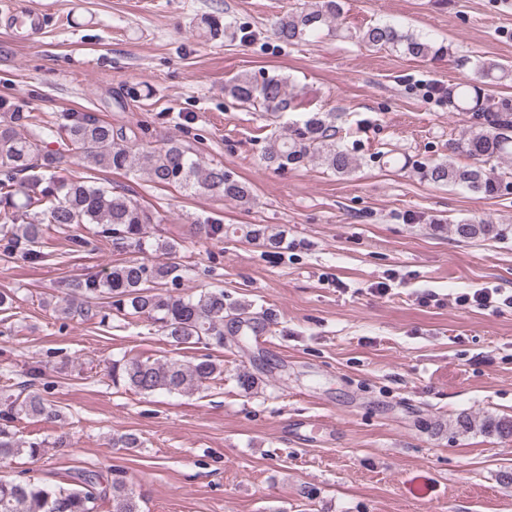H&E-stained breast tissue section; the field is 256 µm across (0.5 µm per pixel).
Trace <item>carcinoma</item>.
<instances>
[{
    "label": "carcinoma",
    "instance_id": "1",
    "mask_svg": "<svg viewBox=\"0 0 512 512\" xmlns=\"http://www.w3.org/2000/svg\"><path fill=\"white\" fill-rule=\"evenodd\" d=\"M342 12V0H307L292 7L276 23L277 39L298 45L323 31L336 35V19ZM369 47L391 49L413 60H436L450 54V48L431 38L398 29L390 23L368 25L354 35ZM474 76L448 86L444 91L448 109L468 116L470 129L448 144L453 154L464 155L472 164L456 167L448 161H433L420 166L427 181L458 186L484 197L501 196L512 190V173L501 164L512 160V100L497 98L490 88L512 80V69L491 59L473 64ZM224 92L240 104L275 121L283 113L304 105L288 78L273 74L257 80L247 74L236 76ZM0 110L12 113L0 123V241L3 252L28 262L45 258L42 247L46 226L59 228L94 224L95 236L112 242L115 252L129 249L152 251L171 259L179 254L177 243L167 239L146 242V227L161 219L141 206L127 193L99 185L91 176L60 180L55 169L60 152L41 148L42 131L30 130L14 105L0 100ZM339 112L310 111L299 123L283 133H272L263 151V161L275 170L300 168L318 163L340 176L357 166L350 151L337 139ZM63 151L78 157L91 170L143 171L150 182L187 192L205 193L217 199L250 204L251 187L235 179L221 165L205 167L181 142L169 140L163 146L146 150L135 132L103 122L86 114L72 115L66 125ZM24 180L17 181V175ZM452 232L463 240L497 236L502 228L485 221L463 220ZM179 270L176 265L129 260L109 267L102 276H90L72 285L59 311L65 316L78 313L100 318L112 316L152 321L167 342L177 348L185 344L224 347V322L240 318L224 304V289L210 288L197 295L163 292L160 285ZM108 310H102L100 301ZM224 373V366L209 355L194 363L174 356L142 359L124 356L112 361V383L141 395L157 392L188 394L205 387ZM7 410L0 414V463L25 454L32 459L43 455L45 443L22 440L10 429V423L23 416L49 421L63 418L62 409L31 386L16 396H7ZM467 431L475 426L486 435L512 438V417H487L474 424L468 415L457 419ZM107 494L95 474L82 473L72 489H55L29 481L0 477V512H95L98 498ZM112 512H139L132 492L122 481L112 480Z\"/></svg>",
    "mask_w": 512,
    "mask_h": 512
}]
</instances>
